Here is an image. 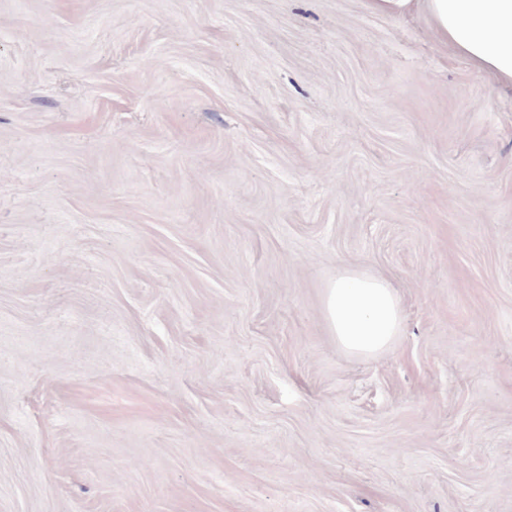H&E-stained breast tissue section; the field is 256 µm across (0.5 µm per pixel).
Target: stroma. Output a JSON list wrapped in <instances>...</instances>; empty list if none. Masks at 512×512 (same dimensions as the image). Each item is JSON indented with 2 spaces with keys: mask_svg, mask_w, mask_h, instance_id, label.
<instances>
[{
  "mask_svg": "<svg viewBox=\"0 0 512 512\" xmlns=\"http://www.w3.org/2000/svg\"><path fill=\"white\" fill-rule=\"evenodd\" d=\"M0 512H512V86L368 0H0ZM324 308L336 341L356 355L383 351L401 323L400 306L389 283L351 269L336 273L326 288Z\"/></svg>",
  "mask_w": 512,
  "mask_h": 512,
  "instance_id": "1",
  "label": "stroma"
}]
</instances>
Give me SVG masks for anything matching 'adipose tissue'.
Wrapping results in <instances>:
<instances>
[{"label":"adipose tissue","instance_id":"ef3b65f1","mask_svg":"<svg viewBox=\"0 0 512 512\" xmlns=\"http://www.w3.org/2000/svg\"><path fill=\"white\" fill-rule=\"evenodd\" d=\"M379 14L423 9L437 41L473 70L512 84V0H368ZM327 321L348 352L373 356L397 335L401 310L389 283L344 269L324 295Z\"/></svg>","mask_w":512,"mask_h":512}]
</instances>
